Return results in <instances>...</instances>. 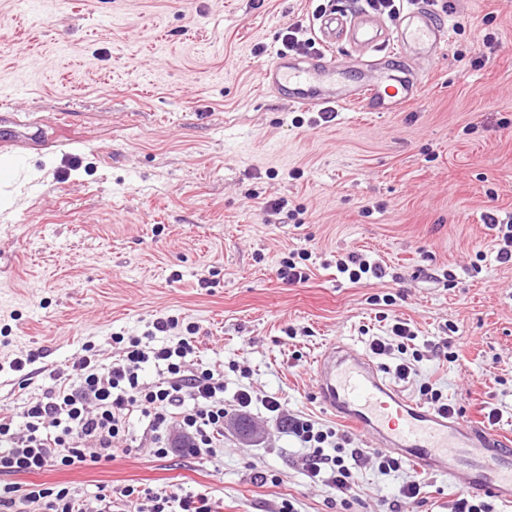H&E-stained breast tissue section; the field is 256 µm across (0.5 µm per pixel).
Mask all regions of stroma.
<instances>
[{
	"mask_svg": "<svg viewBox=\"0 0 512 512\" xmlns=\"http://www.w3.org/2000/svg\"><path fill=\"white\" fill-rule=\"evenodd\" d=\"M329 3L355 0H0V152L23 160L0 168V362L38 355L28 388L0 373V410L20 413L83 343L110 357L112 334L175 315L198 325L195 358L223 365L228 391L334 426L314 357L333 341L367 350L399 319L422 356L401 389L432 383L473 421L498 409L512 438V262L485 222L512 218V0L436 11L449 39L411 56L413 103L346 104L313 127L261 70L296 21L321 51ZM486 35L498 45L478 66ZM302 250L308 281H283L282 259ZM351 251L388 277L343 278L335 259ZM386 294L393 305H374ZM442 337L457 360L431 350ZM303 455L258 407L230 412L212 461L144 446L31 479L88 496L171 485L215 512H390L401 474L362 465L346 506ZM422 481L401 512H449L459 486Z\"/></svg>",
	"mask_w": 512,
	"mask_h": 512,
	"instance_id": "35a3bbf8",
	"label": "stroma"
}]
</instances>
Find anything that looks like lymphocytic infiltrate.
<instances>
[{
  "label": "lymphocytic infiltrate",
  "mask_w": 512,
  "mask_h": 512,
  "mask_svg": "<svg viewBox=\"0 0 512 512\" xmlns=\"http://www.w3.org/2000/svg\"><path fill=\"white\" fill-rule=\"evenodd\" d=\"M195 324L178 317L154 319L138 336H114L118 354L102 359L93 343H84L72 363L53 369L51 383L40 397L26 402L20 415L0 414V512H213L205 496L180 494L167 488L100 487L85 497L67 486L47 487L12 482V475L49 467L97 465L111 461L116 448L132 449L131 417H139L151 453L159 458L179 451L202 459L215 457L224 436L228 406L249 413L261 403L267 419L286 422L304 448L303 468L314 482L350 497L364 461L359 449H348L344 432L310 418L289 416L273 397L255 400L249 387L226 395L223 370L191 364ZM178 340H168V333ZM390 340L373 339L375 355L400 353L395 373L407 380L416 372L407 357L415 334L408 323L390 325ZM154 364L159 378L144 381V365Z\"/></svg>",
  "instance_id": "lymphocytic-infiltrate-1"
}]
</instances>
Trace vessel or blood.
<instances>
[{
	"mask_svg": "<svg viewBox=\"0 0 512 512\" xmlns=\"http://www.w3.org/2000/svg\"><path fill=\"white\" fill-rule=\"evenodd\" d=\"M371 18L365 10L332 8L319 14L318 32L327 47L346 41L361 53L381 52L372 78L340 91L336 82L342 70L324 54L305 63L280 51L263 68L264 84L306 109L355 103L366 112L399 111L418 97L421 83L407 68L398 84H390L391 59L411 42L439 48L448 31L427 10H408L404 30L393 39L368 27ZM313 377L321 404L367 444L405 459L418 471L461 479L467 492L512 506V445L496 430L415 401L388 381L368 354L339 343H329L316 357Z\"/></svg>",
	"mask_w": 512,
	"mask_h": 512,
	"instance_id": "b4317fda",
	"label": "vessel or blood"
}]
</instances>
